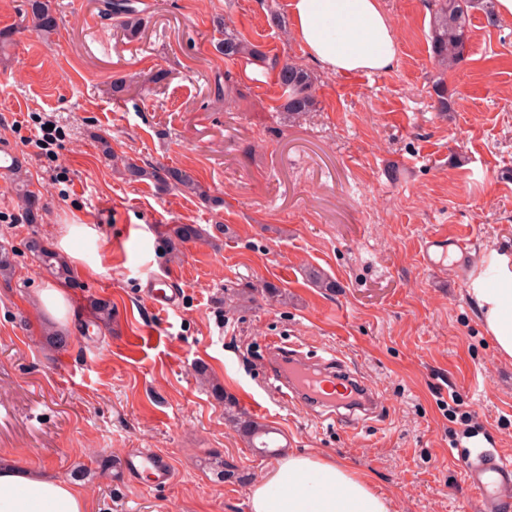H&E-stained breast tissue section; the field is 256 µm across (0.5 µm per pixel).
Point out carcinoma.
<instances>
[{
    "mask_svg": "<svg viewBox=\"0 0 512 512\" xmlns=\"http://www.w3.org/2000/svg\"><path fill=\"white\" fill-rule=\"evenodd\" d=\"M435 2L436 9L430 22L431 55L435 63L446 71L456 67L464 58L469 39L470 12L474 8L475 0H435ZM28 6L35 29L46 34L56 30L58 22L51 10L49 0H29ZM111 8L113 13L124 16L123 26L130 34L134 35L139 31L141 22L137 18L138 10L129 0L113 3ZM223 51L224 57L228 59L244 56L255 59L263 57V53L256 46L228 32L224 33ZM278 84L284 91L285 102L282 109L288 114V119L296 120L315 110L316 101L311 92L313 78L307 69L297 63H284L278 72ZM122 176L129 183L150 180L164 189L192 194L201 193L199 181L190 169L141 165L133 158H126L123 161ZM16 181L20 187V199L28 218L34 222L38 217L39 199L28 189L27 179L18 174ZM203 233L204 230L195 224H167L162 233V249L166 254L172 255L184 244L203 237ZM34 253L53 274L68 276L67 264L55 251L39 242ZM259 296L281 302L285 294L275 284L263 282L231 292L228 300L242 306L256 302ZM212 392L224 400V414L249 447L265 456H275L280 453V449L271 448L268 443L262 441V438L269 434V428L266 425L241 410L237 402L225 394L220 385H213Z\"/></svg>",
    "mask_w": 512,
    "mask_h": 512,
    "instance_id": "cac0c4a2",
    "label": "carcinoma"
}]
</instances>
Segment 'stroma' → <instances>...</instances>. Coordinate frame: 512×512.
<instances>
[{"instance_id":"35a3bbf8","label":"stroma","mask_w":512,"mask_h":512,"mask_svg":"<svg viewBox=\"0 0 512 512\" xmlns=\"http://www.w3.org/2000/svg\"><path fill=\"white\" fill-rule=\"evenodd\" d=\"M105 2L51 0L58 28L45 35L28 0H0V145L27 153L30 188L42 194L29 223L13 174L0 173V246L15 265L0 278V453L79 484L89 512H249L251 484L275 461L226 419L216 382L252 396L255 418L287 437L288 452L367 474L392 512H477L462 480L467 450L512 459V358L467 293L473 259L512 251V20L472 9L465 58L444 72L430 56L433 0H383L396 67L344 76L294 39L290 0H132L134 36ZM228 28L263 59H225ZM287 62L314 77L316 108L296 123L280 110L276 70ZM159 70L167 78L156 84ZM116 155L190 169L210 198L126 182ZM73 223L96 228L74 248L101 270L72 267L57 325L38 300L54 277L28 243L55 247L60 225ZM168 224L205 234L172 258L159 245ZM465 227L468 253L424 262L428 235ZM311 267L336 290L313 286ZM168 272L182 300L159 312L148 286ZM260 280L287 304L225 302V290ZM95 299L111 303L109 323L95 320ZM148 326L152 339L130 348ZM58 331L66 347L51 343ZM271 336L341 360L379 394L377 415L351 431L279 393ZM140 448L169 459V484L121 468ZM217 459L239 480L215 481Z\"/></svg>"}]
</instances>
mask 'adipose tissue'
<instances>
[{"label":"adipose tissue","mask_w":512,"mask_h":512,"mask_svg":"<svg viewBox=\"0 0 512 512\" xmlns=\"http://www.w3.org/2000/svg\"><path fill=\"white\" fill-rule=\"evenodd\" d=\"M292 35L308 56L341 75L380 73L399 57L394 26L381 0H290ZM468 292L498 352L512 357V256L494 253ZM249 512H392L371 480L323 455L281 458L253 485ZM0 512H88L82 493L0 455Z\"/></svg>","instance_id":"1"}]
</instances>
